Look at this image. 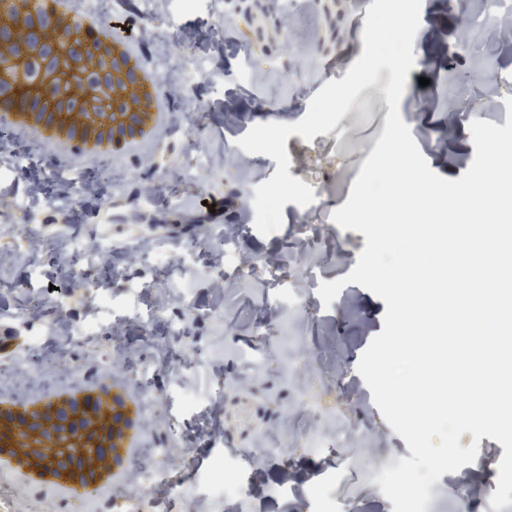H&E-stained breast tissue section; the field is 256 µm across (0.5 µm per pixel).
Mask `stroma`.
Segmentation results:
<instances>
[{
    "label": "stroma",
    "instance_id": "stroma-1",
    "mask_svg": "<svg viewBox=\"0 0 512 512\" xmlns=\"http://www.w3.org/2000/svg\"><path fill=\"white\" fill-rule=\"evenodd\" d=\"M372 2L101 0V18L123 43L144 62L165 60L157 91L178 120L136 148L76 159L18 133L0 151V252L10 255L0 262V315L21 338L0 354V393L17 394L31 353L60 388L122 380L140 398L141 445L166 447L176 490L162 495L132 471L124 486L77 499L0 474V512H117L126 496L160 512H307L321 488L353 512H393L377 478L385 460L411 452L357 372L386 304L349 284L327 307L300 285L309 271L320 282L348 275L365 247L331 214L384 131L389 73L328 133L287 138L289 173L315 201L287 203L270 235L255 227L254 188L277 163L237 144L256 124L298 122L328 81L345 77L363 53ZM488 7L422 0L400 114L430 168L449 180L474 158L470 122L507 121L512 43L470 24ZM420 98L433 108L417 111ZM452 105L457 151L445 143ZM207 237L231 243L198 258L182 247ZM232 256L250 257L264 277L228 268ZM88 324L91 334L78 335ZM218 468L249 495L212 494Z\"/></svg>",
    "mask_w": 512,
    "mask_h": 512
}]
</instances>
